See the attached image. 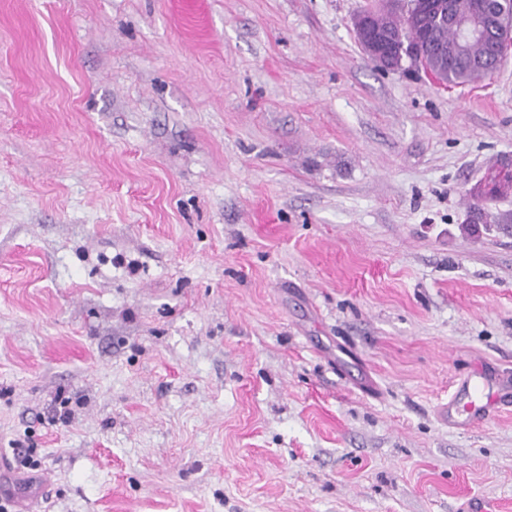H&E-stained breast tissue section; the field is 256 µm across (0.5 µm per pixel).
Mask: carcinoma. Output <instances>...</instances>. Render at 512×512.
Masks as SVG:
<instances>
[{"mask_svg": "<svg viewBox=\"0 0 512 512\" xmlns=\"http://www.w3.org/2000/svg\"><path fill=\"white\" fill-rule=\"evenodd\" d=\"M442 11L474 22L480 18L481 0H381L380 7L357 16L356 33L363 45L385 36L391 51L390 67L399 68L407 60L450 86L479 83L495 73L503 62L493 49L500 28H491L482 38L462 41L447 23L437 20ZM511 192L512 161L505 158L471 191L468 223L486 224L492 219L506 229L512 227L511 214L493 218L488 212L490 203Z\"/></svg>", "mask_w": 512, "mask_h": 512, "instance_id": "cac0c4a2", "label": "carcinoma"}]
</instances>
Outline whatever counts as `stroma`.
Returning <instances> with one entry per match:
<instances>
[{"mask_svg": "<svg viewBox=\"0 0 512 512\" xmlns=\"http://www.w3.org/2000/svg\"><path fill=\"white\" fill-rule=\"evenodd\" d=\"M378 0H0L13 512H512V55L380 70ZM511 159L504 158L501 160L498 168H492L491 173L483 183H480L471 191V197L474 202L470 206L468 212V223L488 224L493 218L494 222L501 224L503 228H511V213H502L492 217L488 212V205L501 197L507 196L512 191V172ZM490 385H495L498 393L500 394V398L503 401H508L510 395L512 394V384L510 379H492L490 377H485L482 381V384L476 383H468L463 389V397H459L458 400L448 405V422L458 423L459 421L453 419L452 411H454L457 415H466V417L460 421L459 423H475L484 421L487 417V408L484 404H477L475 400V396L477 394V399L479 401L482 400L486 394H484V390L490 388ZM467 399V402L464 400Z\"/></svg>", "mask_w": 512, "mask_h": 512, "instance_id": "obj_1", "label": "stroma"}]
</instances>
